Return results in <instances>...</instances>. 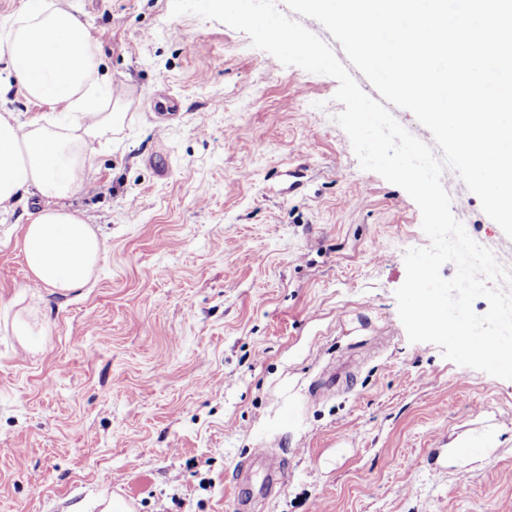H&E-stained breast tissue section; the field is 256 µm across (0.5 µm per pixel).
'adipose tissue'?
Segmentation results:
<instances>
[{"mask_svg":"<svg viewBox=\"0 0 512 512\" xmlns=\"http://www.w3.org/2000/svg\"><path fill=\"white\" fill-rule=\"evenodd\" d=\"M111 87L98 38L62 0L34 7L22 0L0 22V100L17 89L29 101L61 108L73 122L66 128L45 115L24 121L0 109V215L34 194L45 201L30 212L22 239L34 287L60 293L83 287L102 256L103 240L68 200L131 104Z\"/></svg>","mask_w":512,"mask_h":512,"instance_id":"obj_1","label":"adipose tissue"}]
</instances>
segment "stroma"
Here are the masks:
<instances>
[{
    "label": "stroma",
    "instance_id": "35a3bbf8",
    "mask_svg": "<svg viewBox=\"0 0 512 512\" xmlns=\"http://www.w3.org/2000/svg\"><path fill=\"white\" fill-rule=\"evenodd\" d=\"M63 2L133 100L70 200L106 245L88 285L34 287L32 204L0 220V512H512V380L408 340L395 291L429 240L361 168L337 80L172 0ZM441 182L512 267L479 199ZM472 440L483 455L453 453ZM262 448L285 466L268 496Z\"/></svg>",
    "mask_w": 512,
    "mask_h": 512
}]
</instances>
